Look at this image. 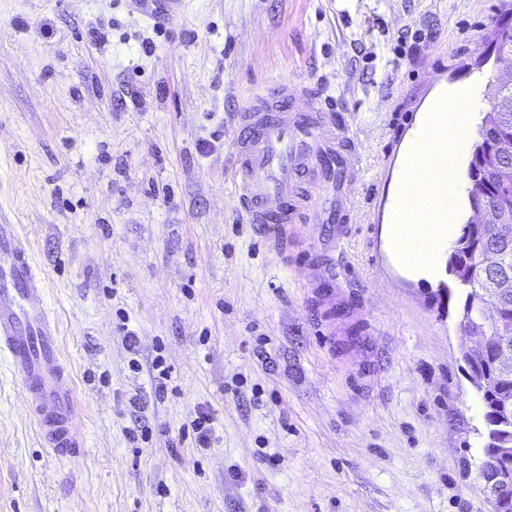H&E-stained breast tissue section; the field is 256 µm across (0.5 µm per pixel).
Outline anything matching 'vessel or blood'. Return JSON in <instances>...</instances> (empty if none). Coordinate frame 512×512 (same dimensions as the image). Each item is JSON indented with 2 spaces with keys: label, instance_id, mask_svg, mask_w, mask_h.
Instances as JSON below:
<instances>
[{
  "label": "vessel or blood",
  "instance_id": "b4317fda",
  "mask_svg": "<svg viewBox=\"0 0 512 512\" xmlns=\"http://www.w3.org/2000/svg\"><path fill=\"white\" fill-rule=\"evenodd\" d=\"M316 92L290 79L262 88L235 118L233 180L247 223L273 231L287 259L296 224L315 225L320 237L344 236L350 199L323 208L324 183L355 182V143L346 135L339 106L318 103ZM385 252L406 278L447 288L439 268L406 266L393 236L381 231ZM305 286L324 312L321 341L336 347V260L320 254L307 265ZM0 356L25 393L35 424L53 452L75 454L81 446L76 421L80 407L72 370L61 351L60 329L47 304L45 282L19 225L0 223Z\"/></svg>",
  "mask_w": 512,
  "mask_h": 512
}]
</instances>
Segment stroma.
Instances as JSON below:
<instances>
[{"mask_svg": "<svg viewBox=\"0 0 512 512\" xmlns=\"http://www.w3.org/2000/svg\"><path fill=\"white\" fill-rule=\"evenodd\" d=\"M503 19L512 0H181L159 22L0 0V222L45 272L83 442L51 455L0 361V512H492L462 305L395 273L379 226L438 91L476 81L489 110ZM287 76L358 143L336 326L368 330L370 364L320 346L298 269L237 208L232 111Z\"/></svg>", "mask_w": 512, "mask_h": 512, "instance_id": "obj_1", "label": "stroma"}]
</instances>
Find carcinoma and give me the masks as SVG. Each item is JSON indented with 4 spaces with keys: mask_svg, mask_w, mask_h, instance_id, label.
Instances as JSON below:
<instances>
[{
    "mask_svg": "<svg viewBox=\"0 0 512 512\" xmlns=\"http://www.w3.org/2000/svg\"><path fill=\"white\" fill-rule=\"evenodd\" d=\"M504 110H488L478 126V139L466 168L470 208L484 205L489 212L512 216V84H501ZM496 251L501 263L511 270L499 277L483 267L482 258ZM448 270L461 288L464 335H470L471 319L488 299L497 309V320L490 327L492 336L512 337V228L495 223L466 222L448 259ZM472 370L493 375L497 385L484 399L485 418L497 413V406L512 400V373H499L495 354L486 352L468 363Z\"/></svg>",
    "mask_w": 512,
    "mask_h": 512,
    "instance_id": "obj_1",
    "label": "carcinoma"
}]
</instances>
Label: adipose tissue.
<instances>
[{
    "label": "adipose tissue",
    "instance_id": "ef3b65f1",
    "mask_svg": "<svg viewBox=\"0 0 512 512\" xmlns=\"http://www.w3.org/2000/svg\"><path fill=\"white\" fill-rule=\"evenodd\" d=\"M473 86L448 88L445 96L430 104L420 129L401 161L398 191L403 210L390 213L395 224L401 258L409 264L431 261L449 247L457 235L449 199L461 183L458 157L470 128L468 105Z\"/></svg>",
    "mask_w": 512,
    "mask_h": 512
}]
</instances>
